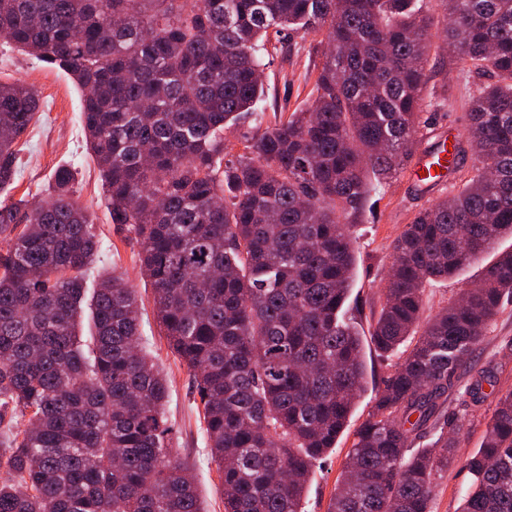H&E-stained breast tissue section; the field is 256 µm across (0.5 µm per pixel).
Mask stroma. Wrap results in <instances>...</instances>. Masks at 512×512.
Instances as JSON below:
<instances>
[{
	"label": "stroma",
	"mask_w": 512,
	"mask_h": 512,
	"mask_svg": "<svg viewBox=\"0 0 512 512\" xmlns=\"http://www.w3.org/2000/svg\"><path fill=\"white\" fill-rule=\"evenodd\" d=\"M286 45V52L275 56L265 71L268 98L264 122L268 125L274 123L277 115L305 107L321 62L313 50L312 37L294 35L287 39ZM13 80L22 81L38 91L40 112L37 121L19 141L22 149L20 173L12 186L0 192V202L41 199L51 188L52 173L57 166L69 164L74 167V196L87 208L102 242L101 252L89 274L94 277L114 269L123 272L136 289L142 306V346L151 353L169 385L166 416L172 426L173 447L195 464L193 474L204 512H224L220 473L206 453L203 414L197 407L199 399L191 372L171 352L157 325L153 290L141 274L136 243L118 230L102 203L100 173L87 152L80 119L81 92L72 78L45 67L0 38V81ZM490 80V75L485 72L462 77L449 56L431 55L426 93L443 100L444 105L428 113L429 126L420 137L418 152L429 150L448 131H463L465 100L469 92ZM448 193L445 187L421 189L408 174L402 173L384 183L380 191L372 193L355 219V282L347 306L349 316L357 321L360 331H369L383 304L382 288L392 264L393 240L420 210ZM364 352L366 390L336 448L316 468L306 494L305 512H327L354 432L366 419L375 392L392 369V360L381 356L372 344H365ZM490 359L498 365L499 390L512 391V303L502 306L491 332L473 356L474 363L480 365ZM494 405V400H487L466 416L458 434L459 462L437 479L432 512H456L459 497L469 482L462 460L479 447Z\"/></svg>",
	"instance_id": "1"
}]
</instances>
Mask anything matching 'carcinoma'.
I'll return each instance as SVG.
<instances>
[{"label": "carcinoma", "mask_w": 512, "mask_h": 512, "mask_svg": "<svg viewBox=\"0 0 512 512\" xmlns=\"http://www.w3.org/2000/svg\"><path fill=\"white\" fill-rule=\"evenodd\" d=\"M271 27L318 38L315 91L229 157L224 129L264 111ZM0 37L82 92L105 207L139 244L157 322L192 371L224 512H305L313 467L365 392L362 338L341 316L352 221L410 165L422 114L444 105L424 95L431 49L463 75L490 72L454 144L461 185L394 240L370 336L402 356L327 512H432L462 420L491 396L456 512H512V391L471 363L512 299V252L421 322L427 287L512 235V0H0ZM38 111L34 88L0 82V190ZM74 180L60 165L47 199L0 203V424L23 421L0 441V512H203L194 464L172 448L168 384L141 348L135 289L116 271L86 288L100 244ZM474 370L458 411L412 451Z\"/></svg>", "instance_id": "obj_1"}]
</instances>
